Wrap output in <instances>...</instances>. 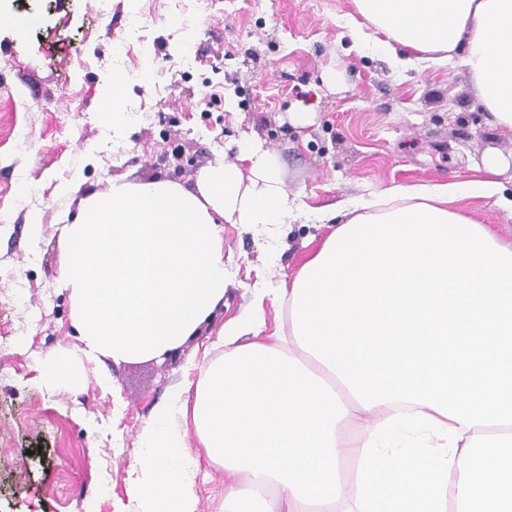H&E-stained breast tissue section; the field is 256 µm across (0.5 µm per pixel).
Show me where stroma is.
<instances>
[{
    "label": "stroma",
    "instance_id": "obj_1",
    "mask_svg": "<svg viewBox=\"0 0 512 512\" xmlns=\"http://www.w3.org/2000/svg\"><path fill=\"white\" fill-rule=\"evenodd\" d=\"M355 11L353 0H205L187 22L169 0H0V512H144L125 489L144 477L135 461L156 405L197 381L223 352L224 325L255 307L265 341L287 332L285 310L257 302L254 286L293 278L334 232L315 214L390 186L475 179L490 156L512 197V129L488 124L467 69L455 58L392 69L344 28ZM136 12L144 69L118 49ZM120 69L138 116L116 122ZM245 133L277 155L295 198L277 264L224 225L235 277L194 335L163 356L87 358L58 286L72 259L64 215L118 176L194 186ZM454 207L512 244L496 198ZM63 355L80 379L50 384L43 366Z\"/></svg>",
    "mask_w": 512,
    "mask_h": 512
}]
</instances>
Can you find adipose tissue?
Masks as SVG:
<instances>
[{
	"label": "adipose tissue",
	"instance_id": "1",
	"mask_svg": "<svg viewBox=\"0 0 512 512\" xmlns=\"http://www.w3.org/2000/svg\"><path fill=\"white\" fill-rule=\"evenodd\" d=\"M354 3L356 42L399 69L461 52L489 125L512 128V0ZM498 168L316 214L333 234L292 280L256 290L287 306L294 349L260 340L259 312L225 325L223 356L157 406L137 460L148 479L128 496L197 512L205 459L224 469L218 512H512V247L452 208L497 196ZM293 217L275 156L247 134L196 189L116 180L87 197L60 277L85 353L176 348L233 276L223 224L268 249ZM187 422L203 457L184 447Z\"/></svg>",
	"mask_w": 512,
	"mask_h": 512
}]
</instances>
